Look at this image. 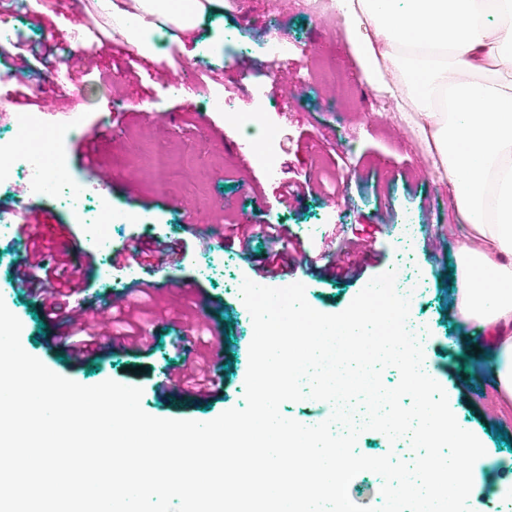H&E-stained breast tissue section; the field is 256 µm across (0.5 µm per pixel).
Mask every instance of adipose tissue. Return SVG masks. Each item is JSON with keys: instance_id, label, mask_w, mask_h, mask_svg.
I'll use <instances>...</instances> for the list:
<instances>
[{"instance_id": "ef3b65f1", "label": "adipose tissue", "mask_w": 512, "mask_h": 512, "mask_svg": "<svg viewBox=\"0 0 512 512\" xmlns=\"http://www.w3.org/2000/svg\"><path fill=\"white\" fill-rule=\"evenodd\" d=\"M367 78L397 109L414 102L454 206L470 229L457 248L460 321L492 335L499 398L512 407V0H340ZM224 0H132L103 14L138 49L168 26L190 33ZM505 15L497 28L486 25Z\"/></svg>"}]
</instances>
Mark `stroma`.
Returning <instances> with one entry per match:
<instances>
[{"mask_svg":"<svg viewBox=\"0 0 512 512\" xmlns=\"http://www.w3.org/2000/svg\"><path fill=\"white\" fill-rule=\"evenodd\" d=\"M9 24L17 42L51 53L53 60L23 73L14 44L0 45V114L33 112L60 130L52 148L66 157L67 187L79 193L86 210L100 203L99 188L85 179L88 151L111 170L109 201L140 225L141 237L184 245L177 261L160 272L158 286L137 301L136 328L155 334L154 350L115 346L76 364L50 349L64 326L36 318L37 296L14 279L25 245L16 224L1 227L0 299L21 321L29 354L82 385L111 379L141 387L143 410L157 418L209 421L243 407L253 322L240 287L258 277L267 225L284 224L298 235L305 261L266 284L302 283L307 302L319 312L339 313L373 277L408 270L418 290L412 316L425 334L428 375L444 388L457 421L500 453L496 466L480 462L474 468L478 499L489 502L491 512H512V492L490 493L512 464V414L499 411L488 337L460 324L452 309L455 250L467 226L450 206L448 181L436 168L418 115L383 108L385 96L366 80L345 27L328 25L305 10L303 0H227L218 31L206 26L191 38L171 32L153 59L117 40L93 0H31ZM322 50L346 72L348 99L333 107L317 102L315 88H308L304 104L289 90L296 77L309 76L311 53ZM162 70L194 74L201 92L171 93L158 76ZM35 82L44 89L41 98L23 101ZM215 91L238 114H263L274 130L265 146L208 107ZM150 143L166 145L174 155L175 167L165 175L174 186L171 194H158L144 176ZM262 148L274 152L276 172L254 162ZM29 203L46 215L45 259L87 270L86 286L71 297V306L91 308L105 321L112 294L149 277L145 266H120L119 284H105L97 269L106 256L84 237L65 201L33 197ZM194 209L212 225H243L252 237L249 252L205 243L188 225ZM407 223L416 233L405 242ZM339 241L351 247L358 276L337 281L309 271L307 260H331ZM196 325L210 327L224 343V393L204 400L183 389L171 402L158 401L152 387L177 354L174 330Z\"/></svg>","mask_w":512,"mask_h":512,"instance_id":"stroma-1","label":"stroma"}]
</instances>
